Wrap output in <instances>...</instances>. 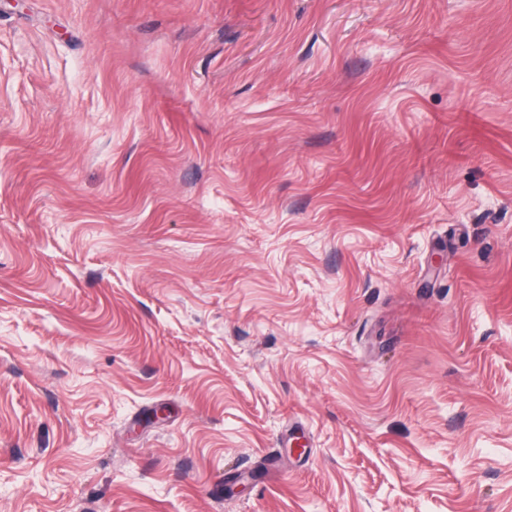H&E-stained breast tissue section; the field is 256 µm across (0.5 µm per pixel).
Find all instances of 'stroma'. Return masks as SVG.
I'll return each instance as SVG.
<instances>
[{"label": "stroma", "mask_w": 512, "mask_h": 512, "mask_svg": "<svg viewBox=\"0 0 512 512\" xmlns=\"http://www.w3.org/2000/svg\"><path fill=\"white\" fill-rule=\"evenodd\" d=\"M0 512H512V0H0Z\"/></svg>", "instance_id": "obj_1"}]
</instances>
